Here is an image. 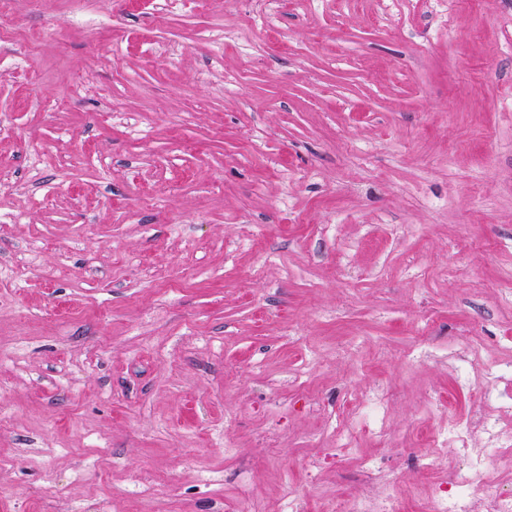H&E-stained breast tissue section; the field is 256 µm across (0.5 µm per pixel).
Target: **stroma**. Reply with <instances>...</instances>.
Masks as SVG:
<instances>
[{
    "mask_svg": "<svg viewBox=\"0 0 512 512\" xmlns=\"http://www.w3.org/2000/svg\"><path fill=\"white\" fill-rule=\"evenodd\" d=\"M205 2L6 0L0 512L444 478L512 360V0ZM385 403L382 399L371 397L367 399V413L369 416L366 422V429L373 435H380L383 433V421L385 413ZM356 449L357 448H318L308 466V473L311 480L313 481L318 476V469L324 460L336 459V463L342 462L345 457Z\"/></svg>",
    "mask_w": 512,
    "mask_h": 512,
    "instance_id": "1",
    "label": "stroma"
}]
</instances>
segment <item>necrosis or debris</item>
Masks as SVG:
<instances>
[{"label":"necrosis or debris","instance_id":"obj_1","mask_svg":"<svg viewBox=\"0 0 512 512\" xmlns=\"http://www.w3.org/2000/svg\"><path fill=\"white\" fill-rule=\"evenodd\" d=\"M479 402L485 412L478 423L462 421L426 434L431 448L456 444L462 462L448 478L433 479L422 498L403 494L392 475L385 474L377 488L323 499L317 512H408L413 503L418 512H512V492H503L493 478L494 472L512 470V435L500 426L501 417L512 414V398L483 393Z\"/></svg>","mask_w":512,"mask_h":512}]
</instances>
